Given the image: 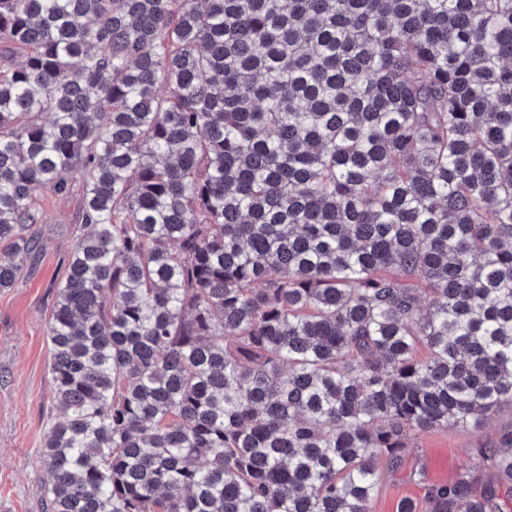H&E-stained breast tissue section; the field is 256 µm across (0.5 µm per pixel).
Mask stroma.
<instances>
[{
	"label": "stroma",
	"instance_id": "35a3bbf8",
	"mask_svg": "<svg viewBox=\"0 0 512 512\" xmlns=\"http://www.w3.org/2000/svg\"><path fill=\"white\" fill-rule=\"evenodd\" d=\"M80 187L65 197L44 193L47 223L35 226L42 251L25 263L19 287L0 291V512H43L39 490L49 479L37 462L52 408L47 321L81 222ZM512 424L502 403L478 430L448 428L415 436L397 469L383 471L373 512H397L412 499L430 512L428 488L456 479L478 443Z\"/></svg>",
	"mask_w": 512,
	"mask_h": 512
}]
</instances>
